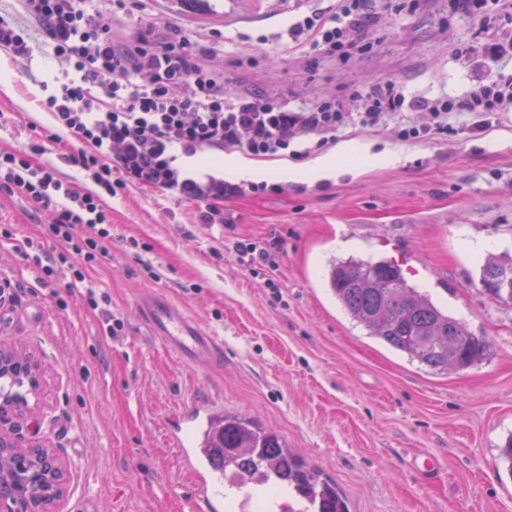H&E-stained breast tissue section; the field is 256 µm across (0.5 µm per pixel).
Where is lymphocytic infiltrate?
<instances>
[{
	"mask_svg": "<svg viewBox=\"0 0 512 512\" xmlns=\"http://www.w3.org/2000/svg\"><path fill=\"white\" fill-rule=\"evenodd\" d=\"M90 0H26L42 25L46 42L67 68L39 101L54 129L35 134L21 148L0 151V194L25 198L49 214L46 228L53 252L26 238L24 247L41 271V282L66 274L67 286L83 289L87 271L106 258L112 222L103 196L134 186L165 198L194 203L199 223L224 221V203L262 192L259 184L225 181L224 170L199 157L234 148L256 158H302L335 139L350 123L371 130L387 111L427 112L431 125L406 126L404 139H434L448 133V114L471 115L467 128L486 130L494 112L512 111V80L477 82L469 97L451 104L406 96L390 84L357 93L358 114L329 104L297 106L285 96L227 93L224 77L208 64L209 50L182 29L170 28L162 41L141 36L122 44L112 37L109 12ZM374 0H335L289 25L276 40L293 51L331 54L345 35L363 34ZM70 138L71 149L61 146ZM59 150L45 160L48 143ZM65 165L80 166L95 186L89 192L62 177Z\"/></svg>",
	"mask_w": 512,
	"mask_h": 512,
	"instance_id": "lymphocytic-infiltrate-1",
	"label": "lymphocytic infiltrate"
}]
</instances>
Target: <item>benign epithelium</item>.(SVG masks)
<instances>
[{"label": "benign epithelium", "mask_w": 512, "mask_h": 512, "mask_svg": "<svg viewBox=\"0 0 512 512\" xmlns=\"http://www.w3.org/2000/svg\"><path fill=\"white\" fill-rule=\"evenodd\" d=\"M37 397L36 388L0 396V463L24 455L15 468L0 470V512H55L63 496L67 472L56 453L45 447L29 453L19 438L5 433L7 428L16 430L31 414L29 400Z\"/></svg>", "instance_id": "benign-epithelium-1"}]
</instances>
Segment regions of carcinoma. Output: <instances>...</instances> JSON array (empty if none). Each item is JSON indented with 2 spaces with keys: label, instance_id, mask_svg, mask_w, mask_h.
<instances>
[{
  "label": "carcinoma",
  "instance_id": "obj_1",
  "mask_svg": "<svg viewBox=\"0 0 512 512\" xmlns=\"http://www.w3.org/2000/svg\"><path fill=\"white\" fill-rule=\"evenodd\" d=\"M480 283L491 295L512 301V256L488 258ZM328 285L338 304L370 335L412 362L439 372L459 371L481 361L490 348L462 320L411 285L392 260H333ZM219 440L224 464L274 474L275 483L295 491L297 506L288 507V512H347L336 488L304 469L275 434L245 418L226 415Z\"/></svg>",
  "mask_w": 512,
  "mask_h": 512
}]
</instances>
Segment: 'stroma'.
Segmentation results:
<instances>
[{"instance_id": "35a3bbf8", "label": "stroma", "mask_w": 512, "mask_h": 512, "mask_svg": "<svg viewBox=\"0 0 512 512\" xmlns=\"http://www.w3.org/2000/svg\"><path fill=\"white\" fill-rule=\"evenodd\" d=\"M322 0H145L140 17L116 14L113 35L136 41L178 27L212 47L229 92L284 93L300 104L349 101L375 83L408 95L456 100L476 80L512 77V59L479 65L486 33L506 7L484 17L455 0H379L363 42L311 60L271 42ZM0 15L34 48L22 60L0 48V150L21 148L30 126L48 128L40 84L65 70L44 44L24 0H0ZM425 112L353 125L325 153L359 143L401 152L397 165L345 159L330 177L294 178L300 160H260L265 193L225 203L232 229L198 223L192 205L130 188L107 199L109 256L90 272L106 303L91 308L65 278L41 284L20 252L49 215L0 195V341L42 367L43 396L22 442L53 449L68 468L59 512H193L202 479L165 437L167 419L213 400L225 412L277 433L342 492L348 512H512V474L500 450L512 435V301L486 293L481 267L512 253V112L481 133L449 115L439 140L406 142L402 123ZM137 246H129V239ZM279 242L276 270L252 274L235 242ZM393 258L407 279L491 343L469 368L440 374L409 361L354 321L326 286L332 259ZM153 273H146V266ZM160 290L224 342L215 368H185L148 334L136 302ZM122 319L119 335L108 316ZM435 459L424 483L416 462Z\"/></svg>"}]
</instances>
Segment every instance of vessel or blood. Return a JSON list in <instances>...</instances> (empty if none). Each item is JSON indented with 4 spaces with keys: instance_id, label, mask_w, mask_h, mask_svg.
Here are the masks:
<instances>
[{
    "instance_id": "1",
    "label": "vessel or blood",
    "mask_w": 512,
    "mask_h": 512,
    "mask_svg": "<svg viewBox=\"0 0 512 512\" xmlns=\"http://www.w3.org/2000/svg\"><path fill=\"white\" fill-rule=\"evenodd\" d=\"M138 311L153 337L181 365H208L220 357L222 346L215 336L204 331L164 293L143 295ZM220 426L214 405L208 404L191 410L185 422L168 429L170 445L178 449L187 468L204 479L196 501L197 512H224V496L230 492L237 493L236 506L243 512L253 502L251 489L261 484L259 477L243 471L237 472L234 482H225L224 451L218 440Z\"/></svg>"
}]
</instances>
